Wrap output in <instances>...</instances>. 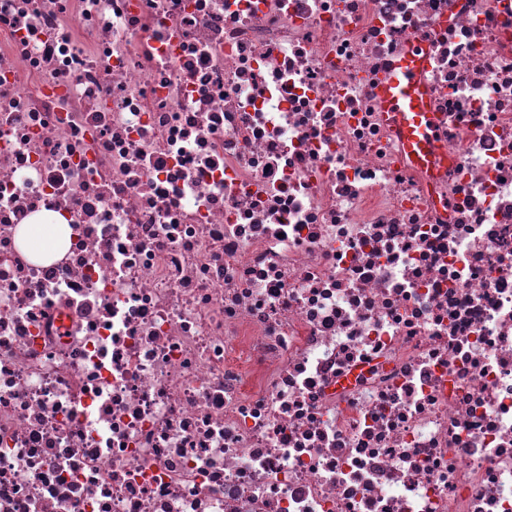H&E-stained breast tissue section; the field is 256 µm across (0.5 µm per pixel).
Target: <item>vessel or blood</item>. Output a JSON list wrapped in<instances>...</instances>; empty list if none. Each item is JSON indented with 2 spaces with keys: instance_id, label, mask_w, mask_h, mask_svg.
Wrapping results in <instances>:
<instances>
[{
  "instance_id": "obj_1",
  "label": "vessel or blood",
  "mask_w": 512,
  "mask_h": 512,
  "mask_svg": "<svg viewBox=\"0 0 512 512\" xmlns=\"http://www.w3.org/2000/svg\"><path fill=\"white\" fill-rule=\"evenodd\" d=\"M425 63L423 57L405 54L379 85L381 106L399 126L408 154L421 164L432 162L435 144V130L422 84Z\"/></svg>"
}]
</instances>
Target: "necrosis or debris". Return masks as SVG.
Returning a JSON list of instances; mask_svg holds the SVG:
<instances>
[{
    "label": "necrosis or debris",
    "mask_w": 512,
    "mask_h": 512,
    "mask_svg": "<svg viewBox=\"0 0 512 512\" xmlns=\"http://www.w3.org/2000/svg\"><path fill=\"white\" fill-rule=\"evenodd\" d=\"M0 512H512V0H0ZM425 57L405 54L385 75L379 85V102L401 130L404 146L420 164L433 160L435 130L426 107L422 73Z\"/></svg>",
    "instance_id": "1"
}]
</instances>
